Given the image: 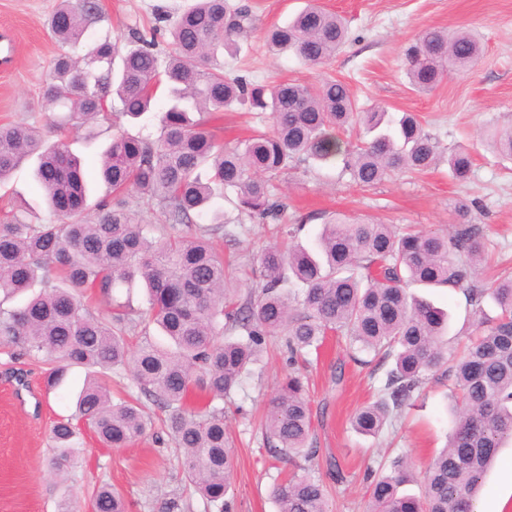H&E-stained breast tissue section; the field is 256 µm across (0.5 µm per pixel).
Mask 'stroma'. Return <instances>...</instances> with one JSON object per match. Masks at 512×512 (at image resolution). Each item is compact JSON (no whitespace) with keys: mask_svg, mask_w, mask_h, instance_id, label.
<instances>
[{"mask_svg":"<svg viewBox=\"0 0 512 512\" xmlns=\"http://www.w3.org/2000/svg\"><path fill=\"white\" fill-rule=\"evenodd\" d=\"M59 0H0V41H9L12 54L0 61V125L27 124L48 141L58 137L52 122L57 112L43 99L55 57L61 50L48 20ZM85 43L107 36L126 47L133 31L148 30L155 13L177 17L191 0H95ZM258 17V28L235 57H225L228 76L262 82L282 79L315 84L324 79L348 83L359 105L375 102L393 115L419 113L441 150L461 146L474 159L470 178L458 183L446 163L421 175L399 174L370 189L353 184L338 167L303 162L278 177L276 193L285 205L284 227L250 221L235 224L230 199L215 194L211 211L225 212L235 243L218 239L225 256L250 268L257 253L269 246L296 241L313 245L325 221L335 214L370 219L422 232H447L456 218L455 200L471 202L472 223L482 225L488 239L483 281L502 271L512 272V162L499 159L482 130L512 124V0H316L348 22L349 41L325 64L310 67L295 56L275 55L264 45V32L284 24L309 0H246ZM476 29L484 54L469 72L443 80L427 94L415 92L404 74V53L429 27ZM214 130L231 141L270 120L245 110L214 113ZM112 136L111 121L93 129L70 130L65 139L84 165L88 203L96 205L109 190L98 176L101 154ZM33 161L24 162L0 185V209L36 223L53 222L45 199L33 179ZM293 236H286V229ZM410 293L427 298L450 315L448 346L461 352L476 330L474 310L463 290L409 285ZM288 354L272 341L261 360L246 375L225 407L226 432L234 447L230 490L231 512H278L272 485L297 474L321 478L329 491L332 512H363L367 499V467H390L399 457L423 470L447 442L451 421L446 411L448 387L427 384L414 405L386 426L378 437L356 433L350 424L355 411L374 401L383 377L373 366L357 363L354 351L336 335L327 336L319 352L310 354L304 372L309 388L313 438L317 456L307 462L279 460L266 450L262 421L270 400L288 374ZM50 364L25 354L0 339V512H57L70 498L84 512L101 483L112 484L130 504L131 512H166L179 500L180 512H205L200 498L188 497L180 461L165 433L147 434L124 448L101 447L93 434L83 437V454L66 475L50 469V428L57 418L71 415L87 377L71 368L58 388L45 387ZM512 441H505L496 465L487 473L479 497L481 512H512Z\"/></svg>","mask_w":512,"mask_h":512,"instance_id":"1","label":"stroma"}]
</instances>
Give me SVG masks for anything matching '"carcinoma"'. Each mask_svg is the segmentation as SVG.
I'll return each instance as SVG.
<instances>
[{
    "label": "carcinoma",
    "instance_id": "cac0c4a2",
    "mask_svg": "<svg viewBox=\"0 0 512 512\" xmlns=\"http://www.w3.org/2000/svg\"><path fill=\"white\" fill-rule=\"evenodd\" d=\"M90 13L89 5L80 14L61 0L50 20L61 47L82 40ZM257 26V17L235 0H195L170 26L172 51L163 59L153 51L154 40L139 32L123 53L106 37L82 56L66 50L57 56L44 97L65 109L64 126L79 129L107 118L113 96L121 103L119 115L136 120L151 111L158 90L164 92L157 138L112 134L100 159L110 194L92 215L80 161L66 142L48 145L33 127L0 125V184L34 158L35 180L51 211L68 206V215L54 224L8 214L0 219V295L32 292L21 305L0 308V337L51 358L50 389L72 366L88 371L74 418L51 429L49 465L65 472L76 463L83 451L76 420L104 448L131 444L152 427L143 410L147 400L165 412L161 424L181 453L189 486L206 509L228 512L234 450L224 400L269 339L284 338L294 365L336 333L371 361L391 363L377 400L353 416L359 433L379 434L432 380L448 382L454 401L446 448L419 479L402 459L391 473L371 475L366 512H475L486 472L503 441L512 440V275L488 286L481 282L488 242L470 223L468 203H452L458 224L449 236L338 216L323 225L311 247L262 249L252 269L260 289L242 300L235 299L238 279L211 244L224 234V217L194 223L207 212L215 186L235 194L241 221L277 215L270 181L301 161L340 163L355 185L371 188L397 171H428L439 152L417 114L392 120L380 105L362 110L342 81L268 85L227 76L218 55L238 49ZM346 42L345 19L317 4L265 36L269 51L291 52L311 66L327 62ZM482 53L469 29L428 28L406 51L405 74L415 91L427 93L467 73ZM238 106L268 115L271 130L224 143L207 128L206 116ZM357 124L370 140L337 136ZM490 138L499 156L512 160V127L495 128ZM447 162L456 180L469 178L466 149L451 152ZM155 206L171 226L185 229L161 234L145 223L140 212ZM137 279L149 293L145 311L114 299L115 289ZM413 283L463 288L475 312L489 297L500 313L481 319L479 335L463 354H454L448 351V313L410 294ZM88 289L109 302V317L90 312ZM152 325L168 343L145 340L131 349L129 336H145ZM112 372L129 373L136 399H112L102 382ZM195 390L208 398L202 410L187 407ZM264 428L271 456L314 459L311 411L299 376L284 379ZM416 479L420 495L398 493ZM273 496L280 512H331L318 478L293 476L275 484ZM92 504L96 512H129L107 484Z\"/></svg>",
    "mask_w": 512,
    "mask_h": 512
}]
</instances>
